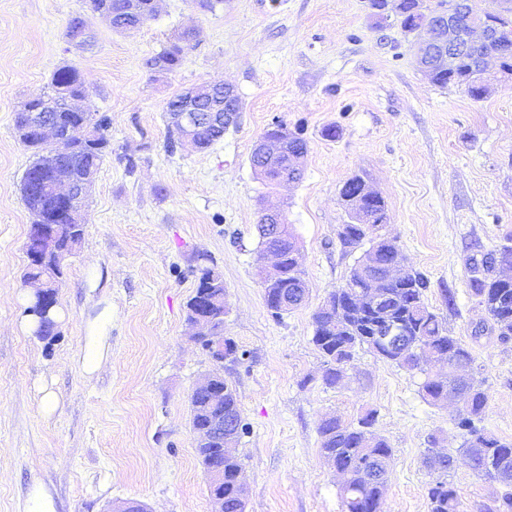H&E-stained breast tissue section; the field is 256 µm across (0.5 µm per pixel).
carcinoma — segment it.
I'll return each instance as SVG.
<instances>
[{"instance_id": "1", "label": "carcinoma", "mask_w": 512, "mask_h": 512, "mask_svg": "<svg viewBox=\"0 0 512 512\" xmlns=\"http://www.w3.org/2000/svg\"><path fill=\"white\" fill-rule=\"evenodd\" d=\"M94 12H107L116 15L113 30L126 32L139 28L155 17L150 0H89ZM417 0H401L400 24L406 29L414 25L417 14ZM500 30L499 38L492 44L474 47L459 55L455 64L448 69L430 74L433 84L446 87L450 84L468 86L469 96L479 98L484 82L481 65L489 56L497 57L501 66L512 68V13L495 16ZM192 34L180 33L163 52L151 59L152 69L158 72H173L179 68L183 56L191 47ZM85 82L80 71L74 66H63L55 71L49 90L31 98L35 106H53L52 116L60 128L69 133L75 150L65 156L53 154L48 142L35 133L25 132L24 115L17 114V130L23 133L21 141L30 151V164L26 169L22 184V199L30 213L41 216L54 207L52 180L54 172L63 168L77 181L86 179L91 183L96 177L100 164L109 146L105 131L110 124L108 115L102 113L69 112L61 107L65 99L79 95ZM177 95L167 103L169 139L167 147L172 149L180 135L176 120ZM202 145L210 147L224 138V127L213 125L202 128L198 133ZM307 148L306 140L297 135L286 142L285 157L278 169L259 173L267 185H279V179L298 182L302 171L288 166V157ZM359 210L349 215L350 222L342 225L338 233L344 249L352 252L366 247L358 259L347 283L350 288H337L329 294L327 303L313 317L314 334L312 342L324 359L323 381L329 387L339 384L344 365L349 362L358 348H364L375 356L409 370L421 368V362L441 358L448 363L445 373L427 376L421 386L423 399L434 406H445L448 393L455 392L464 402L457 416V426L464 431L462 453L472 463V469L512 488V442L504 441L479 426L488 396L473 378L465 375L463 369L471 366L474 357L456 338L448 334L443 319L425 303V292L429 279L420 272H413L407 283L394 285L387 282V266L405 256L397 243L381 233L388 223V210L384 198L376 193L363 195L358 200ZM261 250L277 246L282 257L281 281L288 282V291L302 293L305 282L303 271L292 256L297 242L293 235L277 242L271 240L263 230H258ZM512 268V235L505 243L485 253L474 251L468 256L466 270L471 296L486 311L492 329L505 340L512 337V284L500 280L498 269ZM63 269L55 266H29L24 278L42 279L52 294H58V283ZM376 277L384 281L382 293L369 303L368 311L361 316L348 314L351 292L361 289L367 278ZM223 277L215 268L200 264L196 269L195 291L208 290L211 295L224 296L221 284ZM27 312L39 318L41 336L49 340L56 335L54 321L45 312L28 307ZM384 319L400 323L407 336L404 346L389 352L371 339L376 325ZM224 395L220 407L211 403V395L194 390L190 395L192 427H197L215 411L223 416L233 414L238 417L237 428L230 440L224 441V452L212 450L208 446L196 448V455L203 465L224 466V512H245V503L236 499L233 486L236 475L242 468L238 453L241 439L248 433L236 392L223 384ZM375 414L368 412L357 424H346L336 417L323 420L319 424L321 452L332 459L336 467L345 472L341 487L344 512H382V489L386 482L393 451L387 439L374 430ZM454 459L451 452L426 455V465L440 473V478L428 487L429 512H459V494L449 480L451 469L448 463Z\"/></svg>"}]
</instances>
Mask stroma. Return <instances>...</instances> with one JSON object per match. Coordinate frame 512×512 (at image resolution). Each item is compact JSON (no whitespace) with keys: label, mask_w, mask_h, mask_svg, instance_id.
Masks as SVG:
<instances>
[{"label":"stroma","mask_w":512,"mask_h":512,"mask_svg":"<svg viewBox=\"0 0 512 512\" xmlns=\"http://www.w3.org/2000/svg\"><path fill=\"white\" fill-rule=\"evenodd\" d=\"M86 17L78 49L66 28ZM196 37L172 73L148 65L183 30ZM75 66L91 111L110 116L109 148L82 211L81 246L62 262L53 342L25 332L18 301L28 285L31 217L20 192L30 154L19 104ZM487 93L433 85L414 38L395 17L376 25L368 0H160L130 34L113 31L88 0H0V512H25L34 484L56 512H213L195 454L189 396L212 370L190 336L186 303L208 258L224 277V334L251 357L225 363L250 432L239 446L247 512H342L341 479L321 453L318 427L376 414L393 449L383 512H428L429 444L459 448L455 406L428 404L422 373L357 349L334 388L311 342L313 316L359 258L338 233L339 190L362 176L386 203L408 264L430 280L428 306L475 358L488 394L481 425L512 442V339L474 335L485 313L471 296L465 259L512 233V76L489 64ZM205 82L232 86L237 121L204 150L168 151L167 102ZM307 141L299 183L269 192L252 168L256 141L275 121ZM338 131L336 139L323 135ZM281 209L309 286L302 306L268 310L259 269L261 208ZM112 309L111 356L86 377L73 356L91 320ZM60 396L50 417L41 385ZM460 512H496L506 489L464 457L451 473Z\"/></svg>","instance_id":"35a3bbf8"}]
</instances>
